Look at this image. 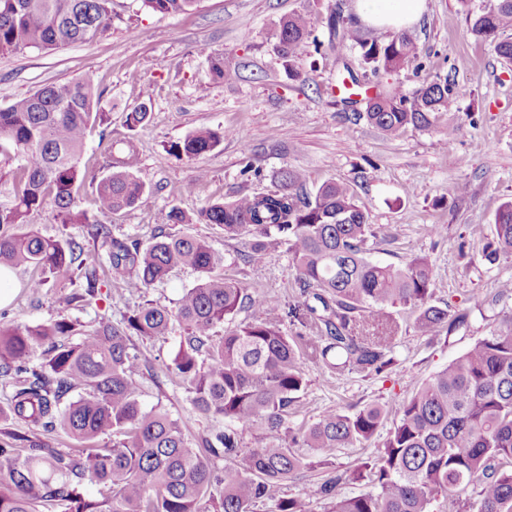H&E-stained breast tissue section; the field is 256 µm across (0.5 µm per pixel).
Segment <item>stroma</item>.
<instances>
[{"instance_id": "35a3bbf8", "label": "stroma", "mask_w": 512, "mask_h": 512, "mask_svg": "<svg viewBox=\"0 0 512 512\" xmlns=\"http://www.w3.org/2000/svg\"><path fill=\"white\" fill-rule=\"evenodd\" d=\"M495 2L426 0L422 20L409 29L421 49V69L378 79L379 84L408 91L439 76L453 79L457 102L448 120L459 134L450 148L442 126L410 128L387 137L365 121L345 117L339 76L344 64H357L358 55L349 52L341 58L327 49L324 18L337 4L344 15L353 14L355 0H198L191 11L177 15L153 13L139 0H113L112 26L95 42L0 56L2 108L45 85L87 71L96 74L103 102L112 109L111 140L134 139V173L145 185L135 207L105 217L113 239L144 247L162 232L197 235L223 256L219 274L288 306L299 300L300 288L286 242H271L264 260L254 263L247 257L248 237L225 236L214 224H174L168 215L174 208L192 212L240 192L276 190L278 172L294 166L305 171L310 191L330 180L350 183L371 223L390 227L387 241L374 245L372 261L403 265L429 255L433 304L469 309L467 328L430 337L415 333L412 310L394 307L401 331L391 352L392 366L378 375H339L305 361L308 385L288 412L286 430L245 431L244 447L288 445L289 432L328 410L352 413L379 405L387 410L388 422H395L399 403L477 339L498 329L503 314L512 312V295L498 294L504 281H512V258L491 264L482 253L483 236L498 207L512 199V68L501 64L493 46L467 34L470 13ZM293 12L315 19L310 49L296 64L303 75L299 81L289 79L270 42L275 25ZM212 53L223 55L226 68L234 72L231 80L212 78ZM142 103L149 107L148 121L127 127L126 112ZM202 127L224 129L223 141L195 160L170 153L172 143ZM81 167L86 177L77 192L78 204L91 212L96 187L110 173L99 129L87 136ZM459 182L467 184L465 194H454ZM31 222L44 236L78 240L89 264L107 267L108 249L89 236L86 225L57 223L49 207L35 213ZM433 224L443 225L441 235L430 234ZM37 275L31 268H15L13 298L0 307V326L65 318L82 334L103 318L120 323L127 312L147 302L176 310L184 290L197 280L193 270L177 269L164 282L142 290L119 280L106 282L96 301L82 308L68 303L70 290L61 279L55 287L31 292L28 284ZM475 293L487 296L482 307H471L469 298ZM186 335L176 323L165 338L135 336L131 346L141 363L136 376L141 404L180 419L195 448L224 420L193 414L188 385L170 368ZM387 433L386 427L380 428L367 442L328 453L325 468L284 483L255 512H277L279 499L304 495L326 473L375 456Z\"/></svg>"}]
</instances>
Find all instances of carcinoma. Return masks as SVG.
<instances>
[{"label":"carcinoma","mask_w":512,"mask_h":512,"mask_svg":"<svg viewBox=\"0 0 512 512\" xmlns=\"http://www.w3.org/2000/svg\"><path fill=\"white\" fill-rule=\"evenodd\" d=\"M196 2L142 0L160 14L187 12ZM326 24L329 49L356 51L364 71L374 76L420 67V48L404 32L384 42L370 40L338 8L330 10ZM111 25L112 0H0V55L91 43ZM311 27L310 14L295 12L272 31L273 50L292 77H300L294 62L308 48ZM511 30L512 0H497L469 19L468 34L493 44L510 65L512 41L499 35ZM344 70L351 92L341 102L387 136L437 127L455 103V83L448 77L412 92L380 88L370 97L366 80L348 64ZM111 123L112 109L102 105L91 71L0 108V142L12 148L19 175L13 203L0 208V266L63 275L75 286L71 303L98 295L99 270L83 258L80 242L46 238L28 227V215L49 205L59 224L90 225L89 235L109 249L110 276L128 288H148L176 267L192 268L198 279L176 312L146 303L117 325L100 323L76 343L61 341L74 332L64 319L0 327V378L11 387L0 417L35 426L0 444V512H39L42 503L58 512H254L280 485L323 465L278 444L242 443L243 432L254 427L270 433L285 427L288 409L307 386L302 360L338 373L378 375L392 364L399 332L388 308L414 310L420 336L452 334L468 324L469 312L431 304L428 257L403 266L368 258L370 242L390 231L370 223L348 183L328 181L309 192L305 173L288 166L272 193L239 194L194 214L172 209L174 224H216L229 237L251 235L248 258L254 263L264 260L269 242L288 241L303 297L289 306L288 316L317 331L303 343L295 340L282 330L276 300L213 275L223 259L203 238L159 235L144 248L112 239L97 215L130 209L145 191L133 173V140L107 145L112 173L97 185V214L78 209L77 189L85 179L79 159L88 133L99 127L104 136ZM223 140L224 131L201 128L169 150L194 160ZM483 254L490 264L512 257V200L497 209ZM246 307L253 311L251 321L213 338L217 326ZM174 318L189 331L172 368L189 385L192 410L225 421L196 450L180 420L138 400L140 362L130 338L163 337ZM203 349L207 360L200 362ZM383 416L378 405L348 414L329 410L291 440L319 454L348 448L368 441ZM57 429L79 447H55L51 433ZM104 437L112 445L98 446ZM220 460L231 465L220 468ZM86 480L108 495L84 498L80 487ZM363 480L373 490L341 494L342 485ZM215 486L222 487L217 499L211 495ZM313 498L329 501L328 512H512V314L399 405L398 420L374 458L326 476L302 497L280 500L278 512H309Z\"/></svg>","instance_id":"1"}]
</instances>
